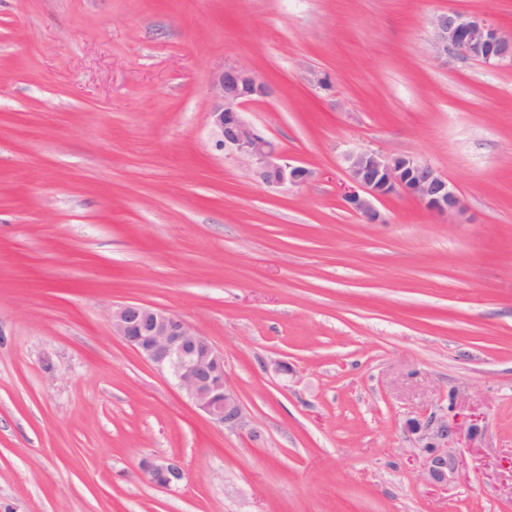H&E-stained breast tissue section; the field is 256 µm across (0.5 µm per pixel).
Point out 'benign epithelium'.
<instances>
[{"label": "benign epithelium", "instance_id": "1", "mask_svg": "<svg viewBox=\"0 0 512 512\" xmlns=\"http://www.w3.org/2000/svg\"><path fill=\"white\" fill-rule=\"evenodd\" d=\"M432 38L441 52L453 50L462 59L489 66L512 61V35L504 34L484 18L456 11L442 13L432 24ZM212 100L209 122L216 147L244 163L271 188L303 187L313 172L282 154L244 118L246 106L270 95V88L251 70L222 64L210 76ZM349 184L341 199L365 223L376 224L375 203L393 195H406L439 216L463 211V201L448 178L427 161L412 155L360 150L345 156ZM112 334L167 377L214 423L237 429L242 426L241 407L229 390L224 352L182 316L139 303L115 304L109 309ZM455 427L442 421L428 433L424 475L438 485L448 482L456 460L448 448ZM150 482L165 490L178 487L186 474L182 465L162 458L143 464Z\"/></svg>", "mask_w": 512, "mask_h": 512}]
</instances>
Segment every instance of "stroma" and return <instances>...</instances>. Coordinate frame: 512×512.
Here are the masks:
<instances>
[{
	"label": "stroma",
	"mask_w": 512,
	"mask_h": 512,
	"mask_svg": "<svg viewBox=\"0 0 512 512\" xmlns=\"http://www.w3.org/2000/svg\"><path fill=\"white\" fill-rule=\"evenodd\" d=\"M446 11L512 34V0H0V512H512V63L438 56ZM223 63L271 88L245 117L306 187L216 148ZM361 149L426 160L464 212L394 195L364 223ZM125 302L210 337L242 427L113 336ZM455 434V427L448 421L435 424L425 439L427 456L424 461V475L434 485L448 482V473L454 474L456 460L448 448V438ZM143 470L154 486L165 490L177 488L186 477L182 465L168 458L146 462Z\"/></svg>",
	"instance_id": "35a3bbf8"
}]
</instances>
